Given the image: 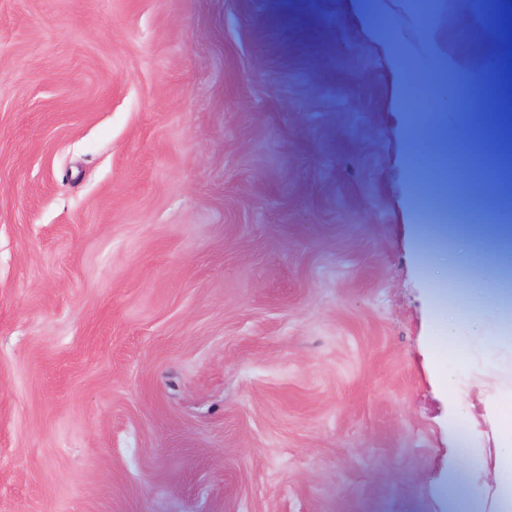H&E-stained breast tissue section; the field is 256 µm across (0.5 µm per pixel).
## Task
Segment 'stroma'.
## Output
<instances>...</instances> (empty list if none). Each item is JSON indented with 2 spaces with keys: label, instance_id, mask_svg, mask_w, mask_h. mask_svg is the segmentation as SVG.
Segmentation results:
<instances>
[{
  "label": "stroma",
  "instance_id": "1",
  "mask_svg": "<svg viewBox=\"0 0 512 512\" xmlns=\"http://www.w3.org/2000/svg\"><path fill=\"white\" fill-rule=\"evenodd\" d=\"M423 65L472 54L391 0ZM0 0V512H496L512 247L434 195L471 112L379 54L357 0ZM473 336H480L475 344H466ZM507 336L468 334L464 329L461 319H451L448 323V336H443L442 343L448 348V352L458 356L461 361H466L472 350L483 349L487 352L500 350Z\"/></svg>",
  "mask_w": 512,
  "mask_h": 512
}]
</instances>
